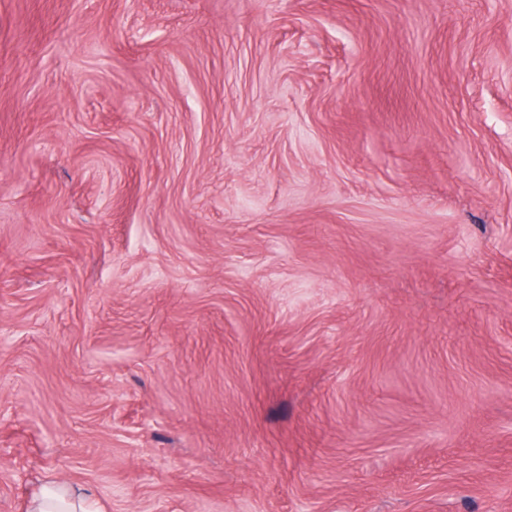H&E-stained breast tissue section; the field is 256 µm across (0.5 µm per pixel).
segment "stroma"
Listing matches in <instances>:
<instances>
[{"mask_svg":"<svg viewBox=\"0 0 512 512\" xmlns=\"http://www.w3.org/2000/svg\"><path fill=\"white\" fill-rule=\"evenodd\" d=\"M512 512V0H0V512ZM27 508V512H100L90 488L55 481L42 484Z\"/></svg>","mask_w":512,"mask_h":512,"instance_id":"1","label":"stroma"}]
</instances>
